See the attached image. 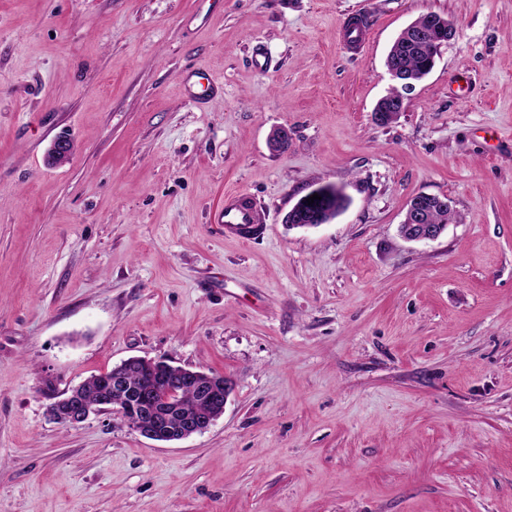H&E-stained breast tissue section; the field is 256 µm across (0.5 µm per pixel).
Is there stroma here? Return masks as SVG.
<instances>
[{"mask_svg": "<svg viewBox=\"0 0 512 512\" xmlns=\"http://www.w3.org/2000/svg\"><path fill=\"white\" fill-rule=\"evenodd\" d=\"M429 12L457 36L377 123ZM322 185L346 209L289 227ZM420 193L454 216L410 242ZM132 356L224 375L223 415L51 418ZM0 512H512V0H0ZM209 218L211 224L224 230V235L244 241L255 239L260 230L255 201L244 192L226 193L224 202L211 209Z\"/></svg>", "mask_w": 512, "mask_h": 512, "instance_id": "35a3bbf8", "label": "stroma"}]
</instances>
